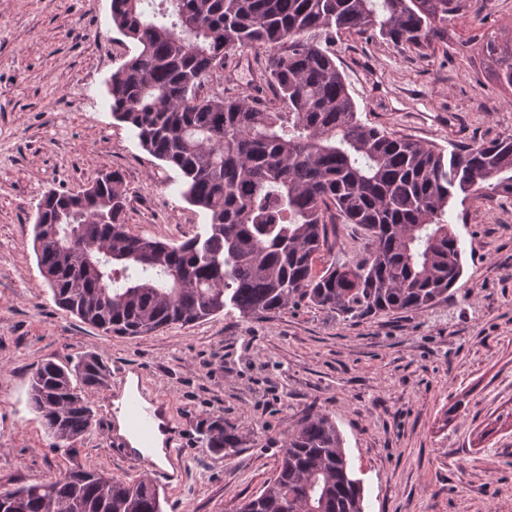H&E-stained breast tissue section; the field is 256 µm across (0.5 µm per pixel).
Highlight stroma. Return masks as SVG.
I'll use <instances>...</instances> for the list:
<instances>
[{
  "label": "stroma",
  "mask_w": 512,
  "mask_h": 512,
  "mask_svg": "<svg viewBox=\"0 0 512 512\" xmlns=\"http://www.w3.org/2000/svg\"><path fill=\"white\" fill-rule=\"evenodd\" d=\"M490 39H512V0H464L447 38L424 49L341 35L336 62L365 123L458 151L512 136V88L481 50ZM135 51L111 0H0V485L75 466L146 474L110 447L123 382L90 393L93 425L72 451L53 447L30 406L42 361L94 354L142 368L145 396L169 416L186 479L161 488L163 512H231L274 476L288 427L317 412L343 435L365 512H512V198L453 207L464 273L423 311L352 318L301 302L127 339L55 304L33 252L45 193L80 191L108 168L122 176L131 232L167 241L177 224L183 240L209 222L180 197L177 172L112 117L107 82ZM237 57L205 93L270 97L265 54ZM219 418L243 438L230 458L206 446Z\"/></svg>",
  "instance_id": "stroma-1"
}]
</instances>
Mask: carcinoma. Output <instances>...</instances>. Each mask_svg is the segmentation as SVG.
I'll return each mask as SVG.
<instances>
[{"label": "carcinoma", "instance_id": "cac0c4a2", "mask_svg": "<svg viewBox=\"0 0 512 512\" xmlns=\"http://www.w3.org/2000/svg\"><path fill=\"white\" fill-rule=\"evenodd\" d=\"M462 0H111L137 52L112 73L107 103L139 146L175 170L184 201L209 224L179 244L132 233L121 175L37 206L33 250L55 302L110 335L147 336L230 308L249 321L307 302L345 316L409 313L448 299L463 274L448 221L459 195L512 196V137L444 150L364 123L336 63L343 33L422 48L448 33ZM267 53L275 99L200 94L227 56ZM483 53L512 87V46ZM353 224L364 258L325 260L336 223ZM78 237L64 246L65 230ZM109 371L95 355L36 367L29 402L53 447L90 430L88 393ZM217 422L206 440L239 445ZM275 476L233 512H365L336 422L306 417L281 440ZM0 512H163L152 481L67 470L21 484Z\"/></svg>", "mask_w": 512, "mask_h": 512}]
</instances>
